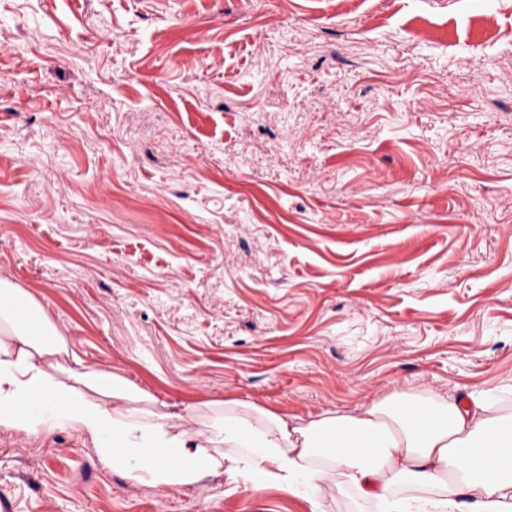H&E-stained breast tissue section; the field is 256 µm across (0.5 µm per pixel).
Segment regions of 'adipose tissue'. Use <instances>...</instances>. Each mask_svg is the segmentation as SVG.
I'll return each mask as SVG.
<instances>
[{"instance_id": "1", "label": "adipose tissue", "mask_w": 512, "mask_h": 512, "mask_svg": "<svg viewBox=\"0 0 512 512\" xmlns=\"http://www.w3.org/2000/svg\"><path fill=\"white\" fill-rule=\"evenodd\" d=\"M149 399L121 375L84 365L34 296L0 279L1 430L72 429L130 480L156 486L222 471L256 490L353 489L376 512H512V412L495 409L486 390L465 405L402 393L306 423L228 403L203 430L194 406L142 410ZM158 449L164 462L153 459Z\"/></svg>"}]
</instances>
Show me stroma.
<instances>
[{
	"mask_svg": "<svg viewBox=\"0 0 512 512\" xmlns=\"http://www.w3.org/2000/svg\"><path fill=\"white\" fill-rule=\"evenodd\" d=\"M351 2L0 0V278L85 365L203 424L512 411V0ZM310 509L0 429V512Z\"/></svg>",
	"mask_w": 512,
	"mask_h": 512,
	"instance_id": "obj_1",
	"label": "stroma"
}]
</instances>
